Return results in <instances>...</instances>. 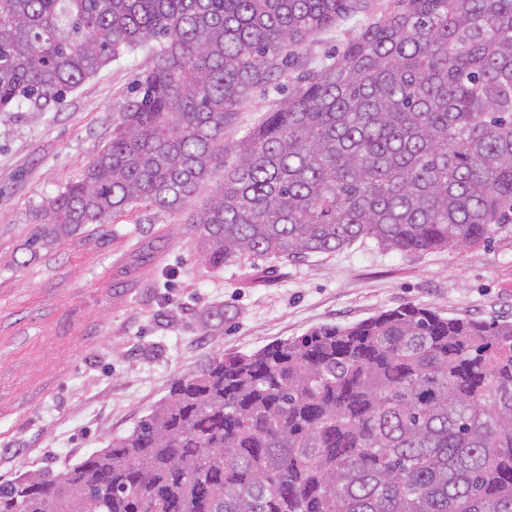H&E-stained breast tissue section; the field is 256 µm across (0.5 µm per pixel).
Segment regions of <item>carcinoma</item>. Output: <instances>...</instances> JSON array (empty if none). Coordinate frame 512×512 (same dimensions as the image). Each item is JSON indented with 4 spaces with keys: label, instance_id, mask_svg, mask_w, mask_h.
Returning <instances> with one entry per match:
<instances>
[{
    "label": "carcinoma",
    "instance_id": "obj_1",
    "mask_svg": "<svg viewBox=\"0 0 512 512\" xmlns=\"http://www.w3.org/2000/svg\"><path fill=\"white\" fill-rule=\"evenodd\" d=\"M364 9L0 0V112L58 102L159 44L30 255L142 204L183 215L212 269L360 238L424 253L512 234V0H391L209 188L252 89ZM0 512H512V321L408 303L217 354L110 447L0 485Z\"/></svg>",
    "mask_w": 512,
    "mask_h": 512
}]
</instances>
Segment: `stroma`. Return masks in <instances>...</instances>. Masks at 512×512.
<instances>
[{
  "mask_svg": "<svg viewBox=\"0 0 512 512\" xmlns=\"http://www.w3.org/2000/svg\"><path fill=\"white\" fill-rule=\"evenodd\" d=\"M388 0L307 42L278 85L254 90L224 127L235 145L282 104L296 77L341 51ZM153 62L125 52L59 104L0 113V482L60 473L127 435L181 375L323 324L407 303L445 316L512 320V237L431 253L360 239L288 262L243 257L208 268L181 215L141 206L87 224L30 255L49 201L112 135L135 78Z\"/></svg>",
  "mask_w": 512,
  "mask_h": 512,
  "instance_id": "obj_1",
  "label": "stroma"
}]
</instances>
